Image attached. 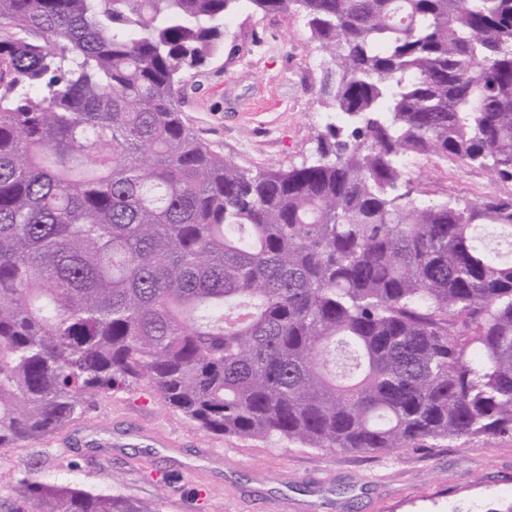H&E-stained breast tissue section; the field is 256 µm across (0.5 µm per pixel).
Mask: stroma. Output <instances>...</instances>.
Returning a JSON list of instances; mask_svg holds the SVG:
<instances>
[{"mask_svg":"<svg viewBox=\"0 0 512 512\" xmlns=\"http://www.w3.org/2000/svg\"><path fill=\"white\" fill-rule=\"evenodd\" d=\"M225 24L223 54L188 81L187 125L243 167L300 165L324 129V69L308 28L246 9ZM408 175L435 200L512 192L434 154L416 156ZM24 478L121 494L154 512H487L512 500V436L378 453L305 448L206 432L142 382L101 394L38 444L0 448V495Z\"/></svg>","mask_w":512,"mask_h":512,"instance_id":"obj_1","label":"stroma"}]
</instances>
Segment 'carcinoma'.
Wrapping results in <instances>:
<instances>
[{
  "mask_svg": "<svg viewBox=\"0 0 512 512\" xmlns=\"http://www.w3.org/2000/svg\"><path fill=\"white\" fill-rule=\"evenodd\" d=\"M246 2L302 17L325 131L243 168L180 101ZM512 0H0V448L147 383L214 434L375 453L512 435ZM0 512H154L22 483ZM415 165L409 167L408 176L414 185L427 191L426 200L456 198L480 200L494 195L509 194L511 183L495 182L487 174L474 166L446 160L434 154L419 155Z\"/></svg>",
  "mask_w": 512,
  "mask_h": 512,
  "instance_id": "cac0c4a2",
  "label": "carcinoma"
}]
</instances>
